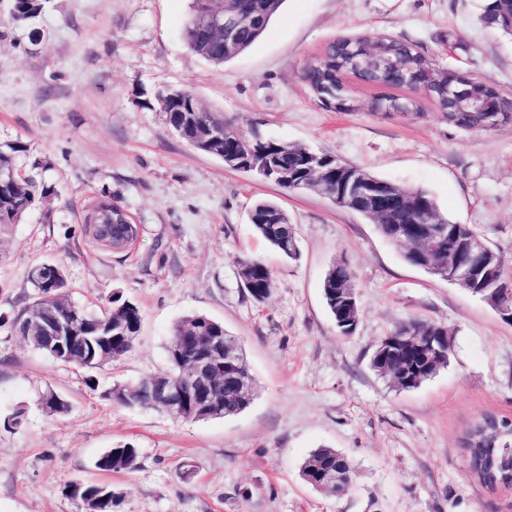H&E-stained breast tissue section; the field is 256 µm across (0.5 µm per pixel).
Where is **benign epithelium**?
<instances>
[{
	"label": "benign epithelium",
	"instance_id": "obj_1",
	"mask_svg": "<svg viewBox=\"0 0 512 512\" xmlns=\"http://www.w3.org/2000/svg\"><path fill=\"white\" fill-rule=\"evenodd\" d=\"M247 17L244 9L234 0H226L217 9L202 14L200 25L224 42V48L236 46L239 33ZM479 83L476 78L454 69H443L436 87L450 101L464 102L473 97L472 87ZM480 107L494 123L504 117H512V99L498 96L482 99ZM224 136V128L200 125L196 127L197 145L210 147ZM310 164L309 176L298 183V188H313L317 191L327 186L329 172L320 167V155L306 152ZM226 166L245 170L271 182L288 183V170L275 166L273 158L256 148L254 141L246 138L240 142L237 153ZM330 201L339 208H349L361 214H369L378 224L386 225L384 235L391 241H411L417 244L411 257L413 263L433 274H438L464 290L480 297L506 322L512 324V277L504 272L501 257L478 234L467 230L463 224H450L448 219L427 209L415 198H402V219L389 215L384 202L377 194L372 180L364 173L354 175L346 187L329 195ZM102 224H129L128 212L119 205H109L100 216ZM448 239V253L437 251L436 242ZM336 312L346 316L349 326L344 333L352 331L358 311L356 294L352 282L336 289ZM72 324L61 313L51 317H40L27 325L23 340L48 345L57 350L64 349L72 338ZM176 349L180 353L190 352L184 368L176 376L154 374L141 380L135 392L148 393L156 403L168 411H184L189 405L202 409L222 396L224 365L235 364L239 344L228 335L215 336L203 328H191L176 337ZM451 351L448 329L437 326L425 334L416 325L406 323L399 330L383 337L377 344L374 356L384 362L390 356H403L409 364L393 385L402 389L410 382V375L427 372L436 366L444 353ZM317 484L334 495L344 493L348 474L341 467L315 469Z\"/></svg>",
	"mask_w": 512,
	"mask_h": 512
}]
</instances>
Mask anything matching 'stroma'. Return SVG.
<instances>
[{"instance_id":"1","label":"stroma","mask_w":512,"mask_h":512,"mask_svg":"<svg viewBox=\"0 0 512 512\" xmlns=\"http://www.w3.org/2000/svg\"><path fill=\"white\" fill-rule=\"evenodd\" d=\"M481 0H284L261 38L224 65L187 47L191 0H45L36 26L0 38V145L23 142L46 167L51 195L0 236V512H79L71 482L112 485L114 512H512V488L471 475L459 439L486 414L512 417V324L480 298L409 265L360 214L320 194L287 193L225 168L163 120L155 95L191 91L226 122L299 144L400 187L422 189L471 226L512 273V122L465 130L430 97L420 112L372 109L383 87L346 80L352 111L323 106L306 67L341 36L380 33L412 45L431 68L456 69L512 99V37L485 28ZM112 196L140 228L114 253L84 233V210ZM279 203L299 255L283 256L249 220ZM266 264L275 286L255 302L238 264ZM64 267L73 302L95 310L113 293L136 303L130 352L92 372L27 345L9 320L37 295L28 273ZM346 264L360 307L342 334L322 297L329 267ZM200 314L237 336L256 382L237 415L181 421L107 399L167 368L175 324ZM448 328L447 368L395 389L370 366L400 323ZM52 391L70 412L45 413ZM23 411L21 425L9 416ZM132 444L133 470L102 472L107 449ZM354 466L344 496L312 489L300 470L315 448Z\"/></svg>"}]
</instances>
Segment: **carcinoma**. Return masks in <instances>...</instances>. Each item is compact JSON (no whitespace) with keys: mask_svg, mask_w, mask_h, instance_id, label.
Wrapping results in <instances>:
<instances>
[{"mask_svg":"<svg viewBox=\"0 0 512 512\" xmlns=\"http://www.w3.org/2000/svg\"><path fill=\"white\" fill-rule=\"evenodd\" d=\"M284 0H247L249 13L244 23L237 43L236 53H241L250 48L263 34L271 20L278 13ZM213 7L209 0H192L191 14L183 31L188 48L196 55L204 58L214 65H222L234 57V54L224 50V44L220 40L209 35L196 24L197 15ZM42 11V0H11L7 15L0 16V29H7L14 24L35 20ZM512 15V0H486L481 13V21L484 26L497 31H503L502 19ZM382 43L390 47L392 55L400 56L407 63L415 66L417 79L408 82L400 78L399 72L382 67L378 70H362L356 68L355 62L367 55L371 45ZM427 64L411 45L392 38L380 36L368 32L356 38H339L332 42L324 53L314 62L310 63L306 73L312 76L311 87L317 96L334 98L328 103V107L338 112H350L352 106L344 89V77L352 73L363 80L386 87L404 88L416 90L428 80L426 75ZM441 111L446 113L448 120L457 123L462 128L488 129L486 126L487 114L485 113H455L452 107L441 102L440 97H435ZM373 109L376 112H418L420 105L413 95H387L374 100ZM200 117L211 126L224 127V142L220 147L211 151V154L224 158L225 150L233 147L241 139L247 137V133L241 129L224 123V118L206 109L200 112ZM26 151V146L20 142L0 146V167H8L12 170L18 168L17 158ZM277 160L280 166L298 170L302 163L301 146L291 145L286 142L279 144ZM42 167L35 161L31 170L18 176V182L11 188L0 189V234H5L20 223L24 215L31 210L36 203L49 191L50 187L43 180H37L32 171ZM253 210L263 217H272V224H256L254 231L258 237L267 242L283 255H288V246L292 241L288 240V233L293 228L288 219V214L272 201H259ZM241 264L249 267L252 272V280L244 285L250 297L261 303L265 300L267 286L273 281L272 272L262 262L245 258ZM57 268L59 275L56 284L50 288L43 286V269L47 267ZM349 269L331 267L323 282V294L336 289L337 280H346ZM30 282L37 289L39 299L31 306L19 311L12 320V327L19 331L23 329L26 321L35 313L52 314L57 311V303H62L71 311L78 314L75 324H86V328L77 332L80 336L72 346L59 352L56 361L74 365L84 370L92 371L103 366L100 357L107 351L113 352V359H119L130 348L121 341V337L127 333H136L140 329L141 314L139 307L132 301L123 298L120 293H115L109 299L107 306L100 311H92L82 305L66 299L68 282L64 270L60 265L46 263L33 267L29 274ZM250 404L238 396V391L230 384H224V395L220 397L214 406V411L206 414L198 412L190 417L192 421H202L224 417V413L241 411ZM467 452L471 458V473L479 483L489 489H494L495 482H504L512 472V422L507 417L499 418V421H490L481 425L471 426L464 440ZM138 458L137 448L124 445L119 448H110L96 461L97 469L106 472H120L135 467ZM315 462L329 466L341 464L348 473H354L348 457L335 448H317L305 462L301 477L309 485H314L316 478L311 470ZM66 493L80 501L91 502L94 512H114V508L120 503L121 495L116 493L108 485L95 483L76 484L66 486Z\"/></svg>","mask_w":512,"mask_h":512,"instance_id":"1","label":"carcinoma"}]
</instances>
